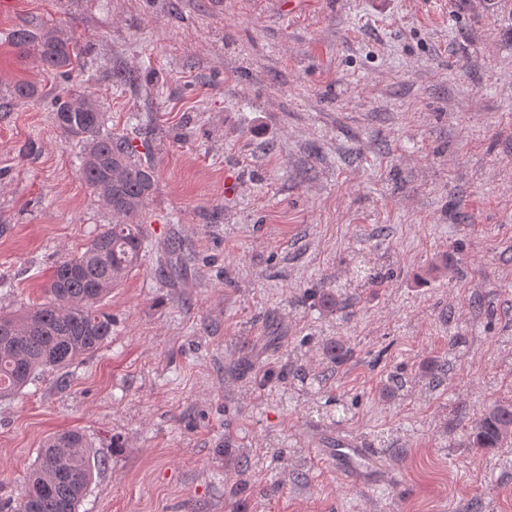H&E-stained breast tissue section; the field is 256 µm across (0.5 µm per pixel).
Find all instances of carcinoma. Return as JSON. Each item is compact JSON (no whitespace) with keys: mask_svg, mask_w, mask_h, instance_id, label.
<instances>
[{"mask_svg":"<svg viewBox=\"0 0 512 512\" xmlns=\"http://www.w3.org/2000/svg\"><path fill=\"white\" fill-rule=\"evenodd\" d=\"M9 40L22 54L34 53L48 69L69 74L80 49L52 30L22 28ZM62 136L83 143L82 177L113 221L104 225L80 253L65 257L45 284L47 301L21 316L0 314V397L14 395L48 369L62 370L96 351L112 336V315L99 303L137 265L145 236L146 210L155 185L154 168L142 161L130 137L105 129L99 104L88 98L55 102ZM329 311L346 301L330 288L312 293ZM331 364L351 351L338 340L323 348ZM466 436L485 451L512 442V404L495 403L470 421ZM106 465L77 430L49 437L39 449L28 482L15 496L0 498V512H78L95 472Z\"/></svg>","mask_w":512,"mask_h":512,"instance_id":"obj_1","label":"carcinoma"}]
</instances>
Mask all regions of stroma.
Masks as SVG:
<instances>
[{"label":"stroma","instance_id":"stroma-1","mask_svg":"<svg viewBox=\"0 0 512 512\" xmlns=\"http://www.w3.org/2000/svg\"><path fill=\"white\" fill-rule=\"evenodd\" d=\"M35 25L81 48L69 78L11 44ZM88 95L156 169L147 240L111 338L0 398V497L77 429L106 460L79 512H512V447L462 434L512 404V0H15L2 314L112 221L51 111ZM332 434L383 477L345 484Z\"/></svg>","mask_w":512,"mask_h":512}]
</instances>
